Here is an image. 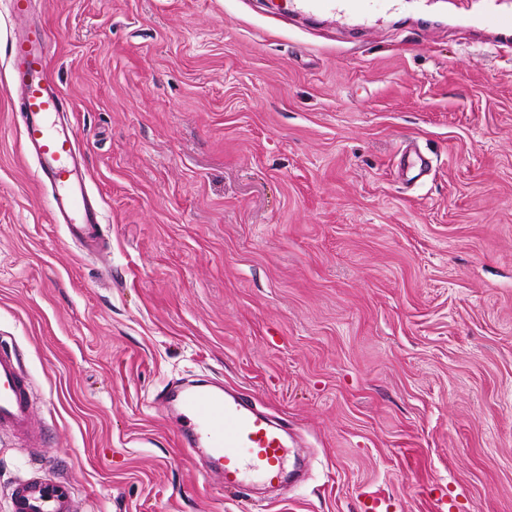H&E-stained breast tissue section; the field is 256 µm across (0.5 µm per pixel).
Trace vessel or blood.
<instances>
[{
  "mask_svg": "<svg viewBox=\"0 0 512 512\" xmlns=\"http://www.w3.org/2000/svg\"><path fill=\"white\" fill-rule=\"evenodd\" d=\"M11 19L24 28L8 43V84L18 94L23 113L21 141L35 157L42 182L51 189V206L68 238L86 251L100 248L101 204L88 187L87 167L65 120L67 102L49 73L48 41L29 28L33 0H5ZM431 0H288L301 16L324 17L342 25L379 22L408 5ZM173 420L184 451L205 455L225 491L281 486L291 454L281 428L258 411L243 390L191 388L174 394ZM33 389L19 355L0 349V433L38 448L43 431L32 418ZM73 486L64 478L31 476L20 480L10 499V512H74Z\"/></svg>",
  "mask_w": 512,
  "mask_h": 512,
  "instance_id": "obj_1",
  "label": "vessel or blood"
}]
</instances>
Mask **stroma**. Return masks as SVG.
<instances>
[{"instance_id":"stroma-1","label":"stroma","mask_w":512,"mask_h":512,"mask_svg":"<svg viewBox=\"0 0 512 512\" xmlns=\"http://www.w3.org/2000/svg\"><path fill=\"white\" fill-rule=\"evenodd\" d=\"M270 6L34 0L104 264L21 153L0 2V345L45 432L0 436V512L33 472L78 512H512V50L458 5L369 29ZM200 378L287 424L306 479L201 472L158 400Z\"/></svg>"}]
</instances>
